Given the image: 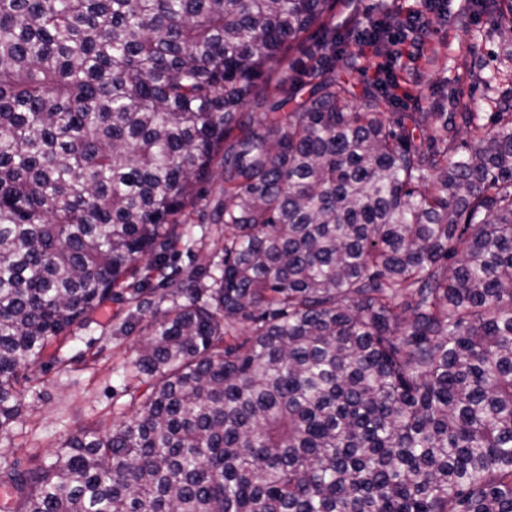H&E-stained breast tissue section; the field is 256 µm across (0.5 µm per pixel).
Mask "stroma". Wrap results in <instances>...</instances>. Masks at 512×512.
Returning <instances> with one entry per match:
<instances>
[{"label": "stroma", "instance_id": "obj_1", "mask_svg": "<svg viewBox=\"0 0 512 512\" xmlns=\"http://www.w3.org/2000/svg\"><path fill=\"white\" fill-rule=\"evenodd\" d=\"M413 5L414 0H337L331 22L342 33L349 20L364 21ZM465 7L464 0H448L446 21L430 27L436 60L422 67L421 78L401 81L397 111L423 107L448 113L460 97L472 111L490 113L512 86V65L499 54L502 34L480 11L467 27H458L455 17ZM149 318V313L136 312L125 293L105 303L89 323L75 327L53 360L35 367L21 384L22 414L0 431V455L20 457L24 466L34 467L53 460L73 433L90 427L104 433L130 416L133 400L146 390L129 371Z\"/></svg>", "mask_w": 512, "mask_h": 512}]
</instances>
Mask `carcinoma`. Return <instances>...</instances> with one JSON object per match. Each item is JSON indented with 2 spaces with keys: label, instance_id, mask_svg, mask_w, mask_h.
<instances>
[{
  "label": "carcinoma",
  "instance_id": "1",
  "mask_svg": "<svg viewBox=\"0 0 512 512\" xmlns=\"http://www.w3.org/2000/svg\"><path fill=\"white\" fill-rule=\"evenodd\" d=\"M332 3L0 0V431L112 296L172 302L133 415L0 456V512H512V97L393 112L351 32L270 86Z\"/></svg>",
  "mask_w": 512,
  "mask_h": 512
}]
</instances>
